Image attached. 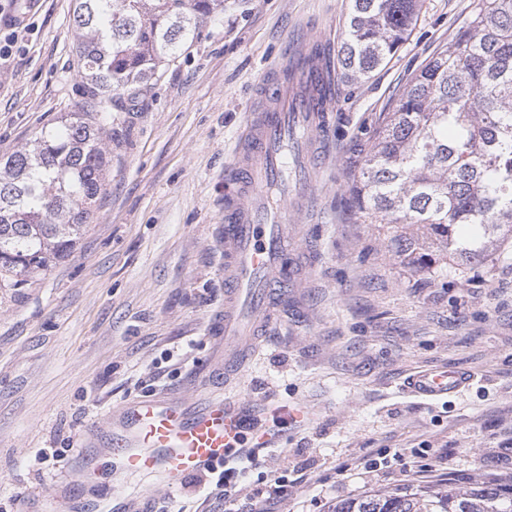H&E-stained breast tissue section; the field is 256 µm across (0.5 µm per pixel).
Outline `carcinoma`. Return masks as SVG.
<instances>
[{
    "label": "carcinoma",
    "instance_id": "obj_1",
    "mask_svg": "<svg viewBox=\"0 0 512 512\" xmlns=\"http://www.w3.org/2000/svg\"><path fill=\"white\" fill-rule=\"evenodd\" d=\"M419 0H351L338 63L353 78L408 39ZM217 0H75L84 102L0 159V288H27L77 246L104 187L103 134L194 38ZM349 206L389 224L405 266L463 272L512 244V0H474L448 49L406 85L371 137ZM331 512H512V479L374 491Z\"/></svg>",
    "mask_w": 512,
    "mask_h": 512
}]
</instances>
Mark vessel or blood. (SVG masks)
<instances>
[{
	"instance_id": "obj_1",
	"label": "vessel or blood",
	"mask_w": 512,
	"mask_h": 512,
	"mask_svg": "<svg viewBox=\"0 0 512 512\" xmlns=\"http://www.w3.org/2000/svg\"><path fill=\"white\" fill-rule=\"evenodd\" d=\"M334 84L319 41L295 46L266 84L259 115L249 119L245 148L231 166L234 190L224 198V362L238 365L251 339L271 314L270 293L287 287L283 262L291 235L289 206L315 205L312 167L319 160L315 133L335 98L321 94ZM471 382L457 369L422 371L407 389L424 399L455 394ZM244 415L238 398L200 395L194 408L157 396L123 408L112 420L105 449L122 471L160 477L171 488L223 463L237 447Z\"/></svg>"
}]
</instances>
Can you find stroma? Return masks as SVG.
I'll list each match as a JSON object with an SVG mask.
<instances>
[{"label": "stroma", "mask_w": 512, "mask_h": 512, "mask_svg": "<svg viewBox=\"0 0 512 512\" xmlns=\"http://www.w3.org/2000/svg\"><path fill=\"white\" fill-rule=\"evenodd\" d=\"M472 2L420 0L387 63L358 80L334 77L317 213L288 216V261L305 286L275 312L232 391L305 416L237 480L241 512H331L368 491L467 486L497 459L512 471V248L465 273H417L391 251L387 225L361 223L347 205L358 150L450 46ZM350 5L224 0L135 110L113 113L112 164L76 249L30 287L0 291V512H52L84 463L89 504L120 487L151 512H224L213 476L174 491L79 443L89 428L108 432L128 403L176 394L193 404L199 377L223 391L212 327L224 307V174L261 76L306 30L337 53ZM12 33L0 66V158L83 98L73 0H15L0 12V35ZM445 367L471 384L436 400L405 391L412 374ZM383 455L386 466L373 469Z\"/></svg>", "instance_id": "35a3bbf8"}]
</instances>
